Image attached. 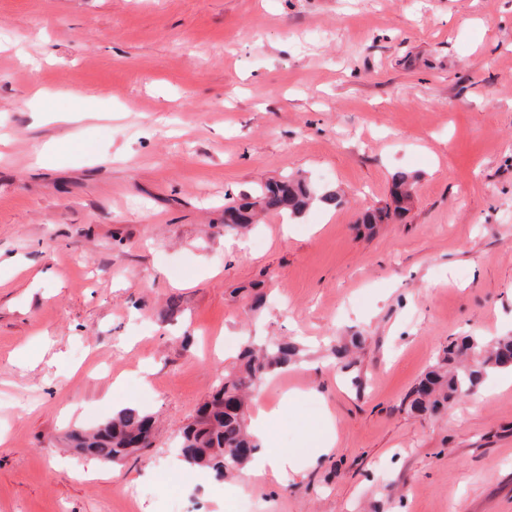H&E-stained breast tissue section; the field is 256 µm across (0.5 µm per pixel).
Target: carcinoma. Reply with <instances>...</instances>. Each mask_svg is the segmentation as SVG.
I'll list each match as a JSON object with an SVG mask.
<instances>
[{"instance_id":"1","label":"carcinoma","mask_w":512,"mask_h":512,"mask_svg":"<svg viewBox=\"0 0 512 512\" xmlns=\"http://www.w3.org/2000/svg\"><path fill=\"white\" fill-rule=\"evenodd\" d=\"M244 202L233 198L224 204V219L248 224L257 209L275 210L290 216L301 214L318 200L336 204L334 191H316L303 179L285 177L260 184ZM402 208L370 210L364 224H382L398 215ZM299 348L292 342H276L254 349L247 343L238 355L235 372L224 375L222 383L198 409L193 422L186 425L179 438V452L189 467L206 471L221 480L238 472L254 455L260 444L248 431L247 398L272 372L293 363ZM512 367V336H500L490 342L477 336H463L452 341L438 360L421 377L409 394L408 407L417 415H439L459 398L474 392L490 373ZM153 428L152 417L134 408H125L93 431L74 429L69 438L83 456L115 461L148 448L151 440H141Z\"/></svg>"}]
</instances>
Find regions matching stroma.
Listing matches in <instances>:
<instances>
[{"mask_svg":"<svg viewBox=\"0 0 512 512\" xmlns=\"http://www.w3.org/2000/svg\"><path fill=\"white\" fill-rule=\"evenodd\" d=\"M399 171L410 210L365 229ZM287 175L341 204L225 226ZM0 263V512H512V387L403 405L448 341L512 335V0H0ZM278 340L300 357L263 402L295 398L270 436L298 473L173 469L239 349ZM124 407L151 447L69 448ZM322 429L313 438L316 448V456L327 455L336 445V434L334 429V419L327 413L322 418Z\"/></svg>","mask_w":512,"mask_h":512,"instance_id":"35a3bbf8","label":"stroma"}]
</instances>
